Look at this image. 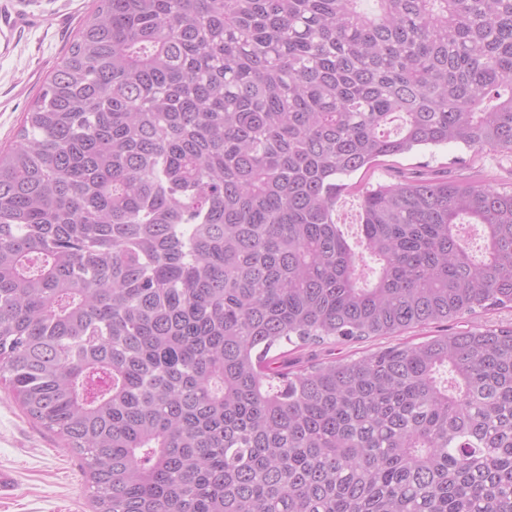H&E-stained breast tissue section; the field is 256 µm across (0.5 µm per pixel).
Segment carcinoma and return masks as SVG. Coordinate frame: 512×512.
<instances>
[{
	"label": "carcinoma",
	"instance_id": "cac0c4a2",
	"mask_svg": "<svg viewBox=\"0 0 512 512\" xmlns=\"http://www.w3.org/2000/svg\"><path fill=\"white\" fill-rule=\"evenodd\" d=\"M359 2L95 0L0 151V385L93 512H512V328L271 354L512 307V188L334 219L512 154V0ZM460 180H475L493 187H508L512 182V156L497 152L474 155L462 145L448 144L434 149L382 158L366 173L360 170L345 182L352 188L343 193L336 207V223L341 224L351 244L359 234L361 192L364 184L396 183L399 176L446 174ZM434 326L437 325H430L425 328H418L415 329V331L405 333L401 336H391L386 338H377L375 340H369L367 342H357V343H343V344H336V346H330L323 349H317L316 353L318 354V357L320 359H323L325 361L329 360H339L343 357H346L350 354H353L355 352H361L365 349L369 348H376L379 346H387L396 344L399 342H421L423 340H426L425 336H435L437 334H441L444 332H438V329L443 328H436Z\"/></svg>",
	"mask_w": 512,
	"mask_h": 512
}]
</instances>
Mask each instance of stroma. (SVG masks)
I'll return each instance as SVG.
<instances>
[{
  "label": "stroma",
  "instance_id": "stroma-1",
  "mask_svg": "<svg viewBox=\"0 0 512 512\" xmlns=\"http://www.w3.org/2000/svg\"><path fill=\"white\" fill-rule=\"evenodd\" d=\"M93 0H5L11 27L0 28V148L17 139L24 112L69 47ZM451 174L461 180L512 185V156L476 155L449 144L382 158L368 171L356 172L336 207V221L349 241L359 234V189L391 184L399 176ZM0 469L14 477L12 491L0 498V512H92L79 459L36 424L0 388Z\"/></svg>",
  "mask_w": 512,
  "mask_h": 512
}]
</instances>
